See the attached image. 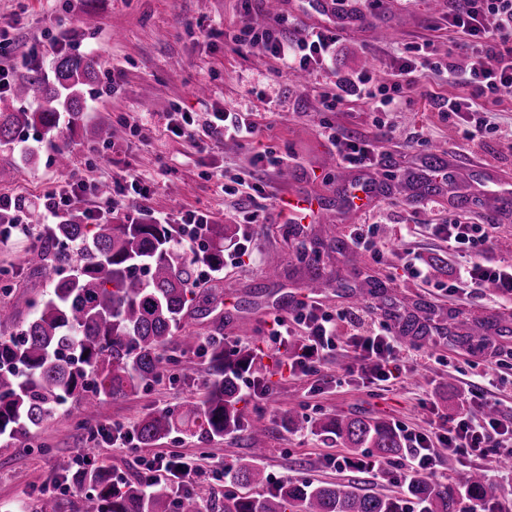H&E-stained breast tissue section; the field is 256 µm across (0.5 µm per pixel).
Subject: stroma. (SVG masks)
Instances as JSON below:
<instances>
[{
    "label": "stroma",
    "mask_w": 512,
    "mask_h": 512,
    "mask_svg": "<svg viewBox=\"0 0 512 512\" xmlns=\"http://www.w3.org/2000/svg\"><path fill=\"white\" fill-rule=\"evenodd\" d=\"M361 21L338 24L336 54L320 69L299 78L278 72L261 46L236 49L225 34L245 27L262 29L279 16L290 22L312 24L320 17L306 0H0V23L8 25L16 54L0 57V68L9 80L26 74L21 56L30 47L39 51V66L50 71L58 52L55 39H63L68 52L98 58L96 80L83 88L87 107L78 133L69 140L71 165L61 169L49 137L34 129L22 130L11 148L0 147V195L22 196L31 215L27 231L0 244V303L12 310V319L0 323V337L17 334L34 312L35 302L51 288L58 261L42 269L26 263L28 251L42 241L43 196L55 189L65 173L90 184L111 185L114 178L132 171L151 190L148 212L176 216L178 211L210 212L217 224H236L249 206L247 196L224 195L217 186L219 174L254 170L264 193L265 223L252 227V244L244 261L226 265L223 272L200 278L199 290L208 298L206 315L186 314L180 333L203 339L221 337L225 348L250 343L257 355L252 376L269 380V395L258 399L243 394L239 410L268 430L261 445L264 488L282 483L346 484L362 481L374 491L398 494L400 484L358 472L338 471L325 462L327 455L342 452L336 438L319 425L339 415L382 418L412 429L427 427L429 407L442 419L452 420L462 411L474 374L487 371L493 380L481 390L491 399L512 406V377L497 378L501 365H512V302L482 304L448 293L443 284L455 267L447 243L427 235L400 241L399 224L441 223L455 215L473 224H495V238L484 258L492 264L512 261V210L498 206L495 191L512 183V93L503 95L492 111L497 130L466 140L465 125L456 116H441L432 97H454L462 86L451 78L432 79L418 68V83L395 95L383 119L390 131L381 149L389 154V185L375 206L352 213L336 198L345 182L359 172L339 165L335 152L322 135L321 122L329 120L355 136L373 138L377 130L370 104L356 102L341 111L327 112L319 96L337 76L368 72L374 82L387 84L397 63L412 57L413 48L432 41L435 58L451 59L465 66L469 52L457 34L443 25L448 0H354ZM383 27L393 36H380ZM221 104L257 115L259 130L243 142L205 139L203 146L172 135L166 116L173 108L193 113L197 124L209 119L213 105ZM138 122L142 137L114 142L96 138L107 125ZM289 154L296 165L282 168L255 162L266 148ZM39 153L36 164L22 160L26 149ZM450 164L454 181L436 191H425L421 174L432 159ZM303 192L323 199L330 207V222L337 225L378 223V236L392 248L386 263L370 256H353L351 249L337 251L327 226L308 224L297 229L282 223L279 203L283 196ZM317 243L321 265L332 275L318 299L330 309L355 307L354 288L378 282L388 288L401 315L419 307L434 309V323L441 330L483 336L484 351L473 353L434 338L422 343L424 357L417 370L390 389L350 383L344 379L349 355L337 350L318 372L292 378L288 358L304 340L290 337L271 344L267 324L275 315H287L304 293L308 273L296 257L301 240ZM410 247L431 261L434 286L405 278L397 267V251ZM281 260L279 275H262L268 255ZM253 302L241 309L242 299ZM167 351L176 363L169 378L137 393L103 404L93 419H85L78 404L56 415L32 441L0 443V512H33L41 487L59 479L58 464L89 451L95 463L108 466L124 480L139 478L138 456L153 450H180L198 456L204 474L197 486L204 496V512H221L224 491L233 487L221 478L224 464L251 454L242 434L204 439L183 432L157 443L141 454L115 453L91 442V432L114 424L135 425L146 413L200 399L210 378L207 357L183 350L171 341Z\"/></svg>",
    "instance_id": "1"
}]
</instances>
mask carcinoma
Here are the masks:
<instances>
[{
	"instance_id": "cac0c4a2",
	"label": "carcinoma",
	"mask_w": 512,
	"mask_h": 512,
	"mask_svg": "<svg viewBox=\"0 0 512 512\" xmlns=\"http://www.w3.org/2000/svg\"><path fill=\"white\" fill-rule=\"evenodd\" d=\"M98 59L91 54H64L53 76L29 70L13 86L11 95L21 107L0 110V146L28 128L45 135L59 134L62 114L69 128L84 111L82 87L94 81ZM227 224H209L204 244L184 245L180 224H80L65 219L46 227L43 243L29 251L27 263L44 266L50 257L77 255L66 273H57L49 295L37 304L35 317L16 336L0 338V440L8 444L39 431L70 401L95 415L110 399L124 397L170 373L175 359L164 348L181 318L196 301L199 270L224 269ZM297 259L309 270V282L318 288L331 284L320 266L319 251L302 247ZM356 295L379 300L394 309L393 298L377 283ZM434 310L422 307L405 318L400 328L415 342L430 339L427 329ZM212 379L201 400L183 407L150 412L136 425L135 438L143 448L176 432L222 437L244 432L257 442L265 429L246 420L236 408L239 374L249 369L253 352L239 349L228 354L224 346L209 349ZM352 453L370 449L372 457L389 461L404 452V440L386 420L337 416L320 424ZM263 449L239 459L232 469L239 492L224 494V512H406L412 500L422 512H457L454 484L412 476L405 493L380 496L358 487L344 490L333 483L283 484L259 496L246 489L263 482L258 464ZM62 478L86 489L81 512H203L199 497L185 492L173 497L170 486H151L140 480L115 485L111 470L92 464L79 472L61 465ZM465 492L489 512H512L499 500L485 475L463 479Z\"/></svg>"
}]
</instances>
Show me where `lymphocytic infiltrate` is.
Returning <instances> with one entry per match:
<instances>
[{
	"mask_svg": "<svg viewBox=\"0 0 512 512\" xmlns=\"http://www.w3.org/2000/svg\"><path fill=\"white\" fill-rule=\"evenodd\" d=\"M494 19L498 37L487 40V19ZM449 28L458 34L463 47L472 53L464 68L467 90L452 98L436 101L439 112L466 116L475 130L490 129V107L499 97L512 91V0H448L445 16ZM230 44L238 48L254 44L265 50L284 69L293 74L310 71L322 65L337 39L333 29L326 25L306 26L298 37H283L279 30L265 28L229 36ZM417 71L412 59H403L394 71L392 85L374 83L365 72L337 76L333 87L323 91L326 111L336 112L352 100H369L377 110H384L392 102L393 94L413 87ZM259 123L253 113L229 112L217 109L204 133H197L189 115L180 122L167 124L173 135L190 141L200 137L215 139H243L251 137ZM322 134L335 148L338 159L349 166L362 169L388 167L387 154L360 139L346 135L332 122H324ZM147 191L138 175L128 173L113 183L109 194L97 195L94 209L87 218L98 221L104 217L123 218L135 222L145 210ZM428 235L448 243L459 259L455 275L447 288L452 293L482 294L493 287L500 301L512 300V263L491 266L482 259L485 246L493 237L490 224H465L452 219L445 224H427ZM364 312L360 309L332 312L312 299L300 301L285 316L275 317L272 335L277 342H285L295 332H303L308 343L303 351L288 359L291 377L315 373L320 363L338 348L351 354L345 367L347 375L366 377L374 384H392L411 363L417 360L419 350L403 346L394 335L390 324L364 326ZM405 439L411 448L409 470L412 474L439 480L438 461L442 454L455 457L463 469L476 462L492 463L512 458V411L501 409L499 400L471 393L463 412L451 424H430L424 430L405 429ZM201 469L193 455L173 450L157 453L144 460L142 479L151 484L176 479L183 481L200 476Z\"/></svg>",
	"mask_w": 512,
	"mask_h": 512,
	"instance_id": "obj_1",
	"label": "lymphocytic infiltrate"
}]
</instances>
